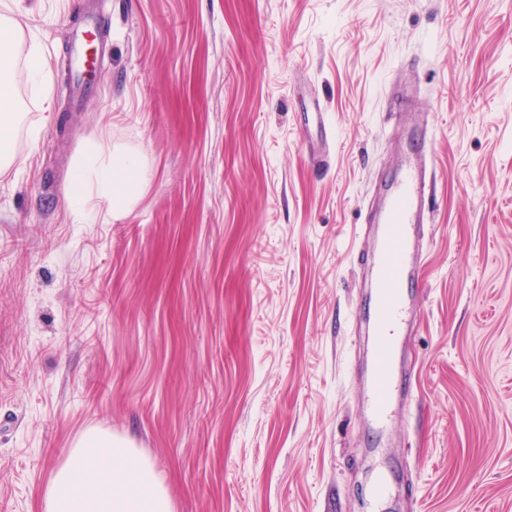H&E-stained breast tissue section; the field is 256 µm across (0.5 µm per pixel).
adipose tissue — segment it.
<instances>
[{"label": "adipose tissue", "mask_w": 512, "mask_h": 512, "mask_svg": "<svg viewBox=\"0 0 512 512\" xmlns=\"http://www.w3.org/2000/svg\"><path fill=\"white\" fill-rule=\"evenodd\" d=\"M141 160L93 139L72 174L70 206L83 212L89 202L107 205L113 216L129 210L141 189ZM43 512H173L149 461L111 435L85 433L55 469L47 484Z\"/></svg>", "instance_id": "1"}]
</instances>
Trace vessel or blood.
<instances>
[{"label":"vessel or blood","instance_id":"1","mask_svg":"<svg viewBox=\"0 0 512 512\" xmlns=\"http://www.w3.org/2000/svg\"><path fill=\"white\" fill-rule=\"evenodd\" d=\"M88 38H75L71 54L74 80H90L95 67L88 62ZM428 167L425 153L409 156L398 182L385 187L380 203L360 233L371 236L374 247L363 256L365 286L374 293L373 320L367 325L374 336L371 376L366 386V405L375 422H385L395 406L398 385L394 379V350L415 311L404 295L406 284L420 282L426 233Z\"/></svg>","mask_w":512,"mask_h":512}]
</instances>
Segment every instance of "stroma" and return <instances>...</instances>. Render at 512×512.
<instances>
[{
	"mask_svg": "<svg viewBox=\"0 0 512 512\" xmlns=\"http://www.w3.org/2000/svg\"><path fill=\"white\" fill-rule=\"evenodd\" d=\"M24 6L15 60L35 42L48 67L0 170V512H40L93 429L175 512H512V0ZM93 26L84 93L66 49ZM102 131L144 159L119 218L69 204ZM412 148L434 178L413 387L378 426L358 228Z\"/></svg>",
	"mask_w": 512,
	"mask_h": 512,
	"instance_id": "obj_1",
	"label": "stroma"
}]
</instances>
